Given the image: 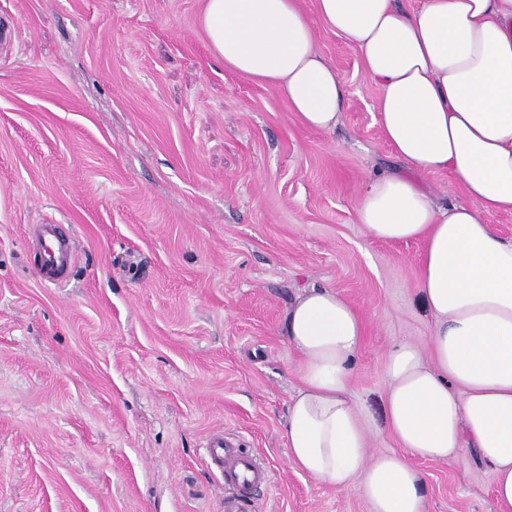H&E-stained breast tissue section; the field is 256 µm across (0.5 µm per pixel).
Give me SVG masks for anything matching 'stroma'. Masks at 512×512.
<instances>
[{
    "instance_id": "35a3bbf8",
    "label": "stroma",
    "mask_w": 512,
    "mask_h": 512,
    "mask_svg": "<svg viewBox=\"0 0 512 512\" xmlns=\"http://www.w3.org/2000/svg\"><path fill=\"white\" fill-rule=\"evenodd\" d=\"M203 0H0V512H369L292 468L299 379L283 336L300 291L362 314L351 393L382 412L389 347L426 342L419 241L370 239L356 207L389 166L360 55L320 30L345 103L303 127L225 70ZM77 245L40 280L33 227ZM268 484H225L214 432ZM426 512H496L476 456L416 459Z\"/></svg>"
}]
</instances>
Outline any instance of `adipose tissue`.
I'll return each instance as SVG.
<instances>
[{
	"instance_id": "ef3b65f1",
	"label": "adipose tissue",
	"mask_w": 512,
	"mask_h": 512,
	"mask_svg": "<svg viewBox=\"0 0 512 512\" xmlns=\"http://www.w3.org/2000/svg\"><path fill=\"white\" fill-rule=\"evenodd\" d=\"M224 68L273 87L304 126L333 130L344 85L317 26L355 48L378 88L383 138L402 168L373 175L357 218L375 240L424 243L417 291L434 319L429 347L395 344L383 369L384 420L349 390L365 323L335 290L303 291L284 336L300 384L287 409L293 468L371 512H425L409 456L456 463L475 453L512 512V236L488 218L512 212V0H205L199 17ZM447 172L468 198H440L420 175ZM389 430L404 455L372 452Z\"/></svg>"
}]
</instances>
